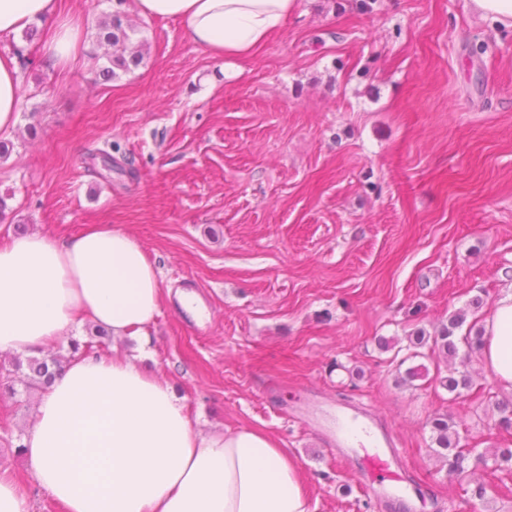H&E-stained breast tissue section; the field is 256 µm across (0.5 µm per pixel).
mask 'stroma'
I'll return each instance as SVG.
<instances>
[{
    "mask_svg": "<svg viewBox=\"0 0 512 512\" xmlns=\"http://www.w3.org/2000/svg\"><path fill=\"white\" fill-rule=\"evenodd\" d=\"M62 13L82 18L75 62L47 65L39 25L0 43L19 55L23 86L0 164V238L130 232L164 292L145 365L201 424L272 435L310 512H394L366 499L353 457L330 446L337 423L367 417L403 449L428 512H512V471L448 474L428 424L446 414L477 452L512 448L497 425L512 391L477 351L420 359L470 375L458 398L405 382L396 357L413 332L459 311L485 322L512 292V27L478 20L471 0H298L228 72L133 0H62ZM115 13L144 61L105 82L96 34ZM181 291L207 321L181 310ZM37 399L20 380L0 392V465L31 512H63L17 450Z\"/></svg>",
    "mask_w": 512,
    "mask_h": 512,
    "instance_id": "obj_1",
    "label": "stroma"
}]
</instances>
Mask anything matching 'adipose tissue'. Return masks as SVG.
Returning <instances> with one entry per match:
<instances>
[{
	"label": "adipose tissue",
	"mask_w": 512,
	"mask_h": 512,
	"mask_svg": "<svg viewBox=\"0 0 512 512\" xmlns=\"http://www.w3.org/2000/svg\"><path fill=\"white\" fill-rule=\"evenodd\" d=\"M297 0H134L142 18L177 20L224 63L253 55L279 32ZM47 27L45 56L78 57L80 24L58 0H0V40ZM18 56L0 54V134L18 122ZM159 272L128 232L87 224L78 233L0 240V351L45 352L90 324L109 353L71 357L45 389L23 454L37 485L64 512H310L307 484L286 449L254 428L194 423L174 385L120 342L147 340L162 305ZM482 361L512 390V292L485 324Z\"/></svg>",
	"instance_id": "adipose-tissue-1"
}]
</instances>
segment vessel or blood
Masks as SVG:
<instances>
[{"label": "vessel or blood", "instance_id": "1", "mask_svg": "<svg viewBox=\"0 0 512 512\" xmlns=\"http://www.w3.org/2000/svg\"><path fill=\"white\" fill-rule=\"evenodd\" d=\"M399 451L391 438L363 449L357 459V475L364 487L387 501L411 507L414 500L400 471Z\"/></svg>", "mask_w": 512, "mask_h": 512}]
</instances>
